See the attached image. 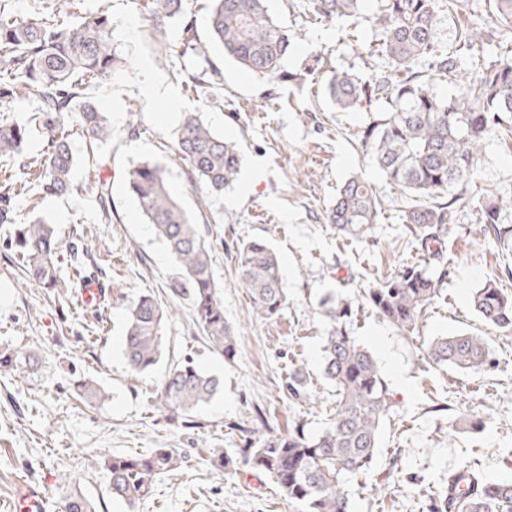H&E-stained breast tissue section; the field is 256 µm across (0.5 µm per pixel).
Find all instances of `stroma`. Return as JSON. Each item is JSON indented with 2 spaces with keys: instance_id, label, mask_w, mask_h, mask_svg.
<instances>
[{
  "instance_id": "1",
  "label": "stroma",
  "mask_w": 512,
  "mask_h": 512,
  "mask_svg": "<svg viewBox=\"0 0 512 512\" xmlns=\"http://www.w3.org/2000/svg\"><path fill=\"white\" fill-rule=\"evenodd\" d=\"M183 7L193 27L172 23L168 38L175 50L162 55L151 45L142 0H80V14L102 10L111 16L114 46L127 61L89 91L112 137L88 149L76 113L67 114L76 157L70 191L45 197L31 186L13 197L12 207L16 220L38 216L54 225L64 277H72L70 254L79 251L109 294L99 314H88L76 293L55 295L25 282L15 259L0 253V345L26 347L40 358L29 380L0 376V512H8L20 487L32 482L46 490L51 512H64L74 489L93 501L96 512H288L270 478L248 470L229 477L208 459L212 449L232 454L263 435L287 434L301 421L311 432L323 430V406L333 398L321 376L329 322L319 302L330 292L351 302V333L377 356L393 401L371 468L348 479L353 512H422V487L446 485L449 471L466 463L488 478L512 480V337L482 323L470 302L472 291L492 279L512 293V279L501 276V247L482 232L472 205L489 190L512 192V146L494 136L486 140L482 162L463 188L467 202L449 226L444 261H423L401 221L404 196L385 183L356 138L385 103L341 112L325 96L336 74L360 76L381 67L368 23L351 30L307 14L302 0H268L270 15L295 35L285 70L314 67L298 90L247 71L211 44L209 0H183ZM197 42L207 45L206 54L194 51ZM145 64L167 87L170 102L150 103L140 94ZM202 72L207 84H191V76ZM187 112L242 150L238 181L204 204L188 186L185 162L171 151ZM145 161L163 167L171 191L202 231L224 316L241 332L233 362L209 349L188 301L171 293L177 269L127 188L129 171ZM96 174L112 185L108 223L88 188ZM354 174L374 184L382 202L379 224L360 240L323 221L338 188ZM255 238L267 240L282 264L288 305L273 320L251 316L248 295L235 278L237 247ZM420 262L444 278L439 298L407 333L378 317L362 292ZM148 289L171 317L164 357L152 371L136 373L125 362L122 338L129 308ZM461 330L487 337L493 367L457 373L422 360L428 339ZM187 357L221 381L194 412L191 428L168 423L159 393L169 367ZM296 365L306 369L310 402L288 398L285 383ZM80 378L98 383L106 399L77 401L73 387ZM482 403L489 407L485 428L471 430L464 416ZM155 448L177 449L186 461L134 507L112 501L104 456ZM393 463L408 478L377 495Z\"/></svg>"
}]
</instances>
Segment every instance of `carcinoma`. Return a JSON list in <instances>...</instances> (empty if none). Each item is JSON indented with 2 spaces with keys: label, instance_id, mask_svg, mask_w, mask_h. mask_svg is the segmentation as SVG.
Instances as JSON below:
<instances>
[{
  "label": "carcinoma",
  "instance_id": "cac0c4a2",
  "mask_svg": "<svg viewBox=\"0 0 512 512\" xmlns=\"http://www.w3.org/2000/svg\"><path fill=\"white\" fill-rule=\"evenodd\" d=\"M51 13L20 16L0 8V103L18 96L35 99L37 120L45 145L28 156L23 145L29 133L24 121H0V157L13 160L16 173L0 184V224L7 225L0 249L13 255L29 280L58 294L76 287L65 279L56 255L59 246L53 225L39 218L17 224L10 201L15 190L34 182L43 195H62L71 188L74 157L63 116L76 112L89 142L111 138L107 116L85 93L127 65L115 53L112 21L98 12L79 17L80 0H50ZM148 32L162 52L174 50L167 30L182 14L183 0H144ZM210 28L224 55L251 72L297 84L306 71L286 72L283 60L292 35L268 13L267 0H211ZM459 0H380L368 22L375 32V52L389 69L363 78L341 73L328 85L332 103L350 111L385 101L387 111L364 126L358 135L369 148L387 184L400 188L407 207L402 222L414 233L419 252L440 259L448 224L461 198L444 199L448 190L467 182L481 161L491 135L512 140V0H493L498 27L473 11L458 33L457 44L482 58L472 76L456 84L453 93L438 95L432 82L457 75L456 52L438 38L440 14ZM362 0H306L308 10L328 21L362 19ZM173 152L185 161L187 180L195 190L222 194L238 180L241 150L237 143L215 134L197 115L187 113L179 126ZM129 191L136 197L155 235L164 242L180 275L178 292L186 296L195 325L213 352L232 361L239 350V332L224 318V302L213 277L205 239L191 222L165 180L159 164L142 163L129 172ZM90 189L102 217L111 219L110 182L98 175ZM502 195L492 192L479 201L484 232L498 243L512 245V224L502 219ZM382 213L376 188L360 176L345 180L325 223L345 236L360 238L379 223ZM237 282L249 293L251 313L273 319L288 305L278 255L263 239L237 249ZM441 278L420 265L406 266L364 291L366 304L383 320L403 332L416 329L425 310L438 296ZM472 306L483 322L512 335V295L493 281L472 293ZM330 329L322 345V376L334 388L336 408L324 430L311 435L296 424L288 435H264L231 456L221 448L210 452V465L222 474L245 467L271 478L292 512H351L347 478L365 471L379 448L382 426L393 409L382 368L373 353L351 336L346 301H322ZM169 315L150 293L138 297L129 310L123 336L128 367L141 373L160 361ZM424 359L438 369L474 372L493 365L488 340L475 333L437 336L423 348ZM38 357L25 347H0V374L26 378L37 369ZM220 380L197 366L191 357L171 368L160 394L171 420L189 414L218 391ZM306 372L288 374V395L307 397ZM183 456L174 448H155L138 456L105 458L108 493L129 506L148 496L156 480L181 467ZM427 512H512V481H491L466 466L448 472V485L429 492ZM65 512H96L82 492H72Z\"/></svg>",
  "mask_w": 512,
  "mask_h": 512
}]
</instances>
